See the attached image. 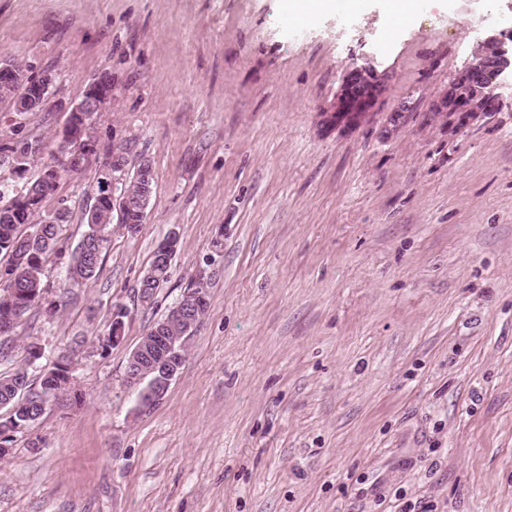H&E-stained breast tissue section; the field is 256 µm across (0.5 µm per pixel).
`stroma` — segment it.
<instances>
[{
    "label": "stroma",
    "mask_w": 512,
    "mask_h": 512,
    "mask_svg": "<svg viewBox=\"0 0 512 512\" xmlns=\"http://www.w3.org/2000/svg\"><path fill=\"white\" fill-rule=\"evenodd\" d=\"M479 0L392 28L383 0L288 32L286 0H0V59L56 72L43 110L0 102V142L41 138L101 72L102 143L153 184L139 233L113 225L98 275L67 287L62 232L5 371L74 356L84 403L53 406L0 457V512H512V68L499 110L456 136L431 117L477 44ZM386 79L374 119L323 123L349 66ZM404 110L393 134L381 126ZM98 162L50 208L92 196ZM178 232L151 309L138 281ZM222 240L221 253L212 243ZM208 313L163 400L136 407L129 351L189 284ZM125 307L124 339L94 344Z\"/></svg>",
    "instance_id": "35a3bbf8"
}]
</instances>
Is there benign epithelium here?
I'll list each match as a JSON object with an SVG mask.
<instances>
[{"label": "benign epithelium", "mask_w": 512, "mask_h": 512, "mask_svg": "<svg viewBox=\"0 0 512 512\" xmlns=\"http://www.w3.org/2000/svg\"><path fill=\"white\" fill-rule=\"evenodd\" d=\"M467 73L470 80L458 87L451 83L441 101L435 103L432 111L448 121V135L454 136L470 127L475 122L485 118L498 106L497 98L491 88L490 69L484 67V60L472 62ZM55 83V74L46 70L38 76H32L25 68L17 66L10 60L0 61V97L16 104L17 112H35L39 110L49 97ZM385 88L383 76L371 72L366 73L360 66L351 67L345 74L340 90L336 94V102L332 111L325 114V122L330 125L352 127L367 121L373 115L379 97ZM112 98V86L96 77L85 88L80 101L72 105L69 112H86L93 117L103 111V106ZM99 137L95 130V122L86 125L82 134L75 137L68 128H63L58 143V153L64 170L70 174L81 171L87 161L98 151ZM29 145L24 154L4 151L0 153V163L13 166L18 176L26 172L24 162L30 156H36L44 149L40 139H25ZM128 159L121 150L114 149L103 163L100 170V186L112 193L116 186H121L120 214L128 210L146 212L152 194V169L145 158L139 160L135 175L129 179L126 176ZM198 307V294L186 291L183 298L170 308L169 320L160 328L162 336H147L144 341L132 350L131 356L139 361L137 366L126 371V385L137 391L153 389L150 398L138 402L141 410L151 409L164 397V390L157 387L155 379L149 378L152 369L140 364V360L149 356L157 342H162L164 348L160 364L164 365L163 373L168 375L175 371L171 367L174 359L179 357L178 349L187 345L184 339V324L186 315Z\"/></svg>", "instance_id": "obj_1"}]
</instances>
